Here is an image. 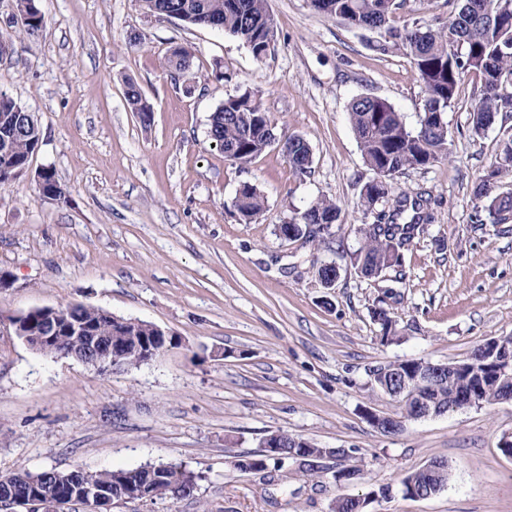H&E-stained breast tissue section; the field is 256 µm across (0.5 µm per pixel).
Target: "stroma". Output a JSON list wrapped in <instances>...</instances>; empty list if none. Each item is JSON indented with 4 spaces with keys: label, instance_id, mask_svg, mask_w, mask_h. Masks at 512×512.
I'll return each mask as SVG.
<instances>
[{
    "label": "stroma",
    "instance_id": "1",
    "mask_svg": "<svg viewBox=\"0 0 512 512\" xmlns=\"http://www.w3.org/2000/svg\"><path fill=\"white\" fill-rule=\"evenodd\" d=\"M44 18L20 36L16 0H0V91L33 112L43 140L20 176L0 184V314L69 304L154 323L181 347L143 365L101 372L30 349L0 332V474L89 471L176 463L198 473L193 496L133 501L112 512H331L336 496L366 512H512V400L418 420L380 391L369 371L395 361L460 363L492 338L512 336V220L476 224L473 192L512 138V118L472 136L477 73H463L448 109V159L410 169L394 192L430 191L435 220L404 251V278L363 277L354 264L373 179L349 118L360 95L386 100L408 127L423 101L410 60L381 54L375 33L316 11L310 0H267L276 41L255 57L236 36L150 15L135 0H35ZM192 53L174 73L171 49ZM153 108L131 111L126 81ZM250 93L275 122L276 144L247 166L208 138L209 117ZM298 135L312 172L294 173L281 142ZM52 169L69 204L43 199ZM265 198L244 221L242 184ZM321 197L341 210L328 243L276 232ZM339 269L325 289L315 271ZM385 307L398 336L380 339ZM401 418L394 434L372 415ZM286 432L343 448L304 477L283 461L274 484L242 472L267 435ZM442 460L447 486L405 496L407 471ZM355 465L363 480L335 473Z\"/></svg>",
    "mask_w": 512,
    "mask_h": 512
}]
</instances>
